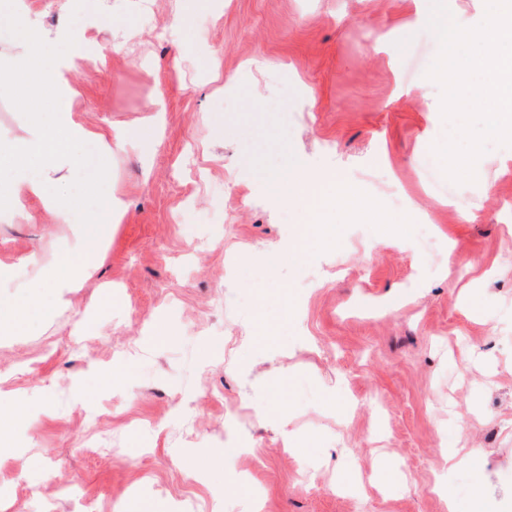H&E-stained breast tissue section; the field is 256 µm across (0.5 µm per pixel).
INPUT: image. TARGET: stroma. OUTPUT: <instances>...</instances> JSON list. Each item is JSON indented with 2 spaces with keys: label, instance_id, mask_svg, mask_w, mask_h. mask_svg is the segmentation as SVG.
<instances>
[{
  "label": "stroma",
  "instance_id": "obj_1",
  "mask_svg": "<svg viewBox=\"0 0 512 512\" xmlns=\"http://www.w3.org/2000/svg\"><path fill=\"white\" fill-rule=\"evenodd\" d=\"M430 5L198 0L180 55L174 0H18L82 53L62 73L86 126L134 131L159 113L163 127L154 145L113 150L122 223L98 200L76 214L97 215L88 231L104 243L83 288L27 335H0V373L29 399L0 452V512H448L442 480L468 512L474 478L449 471L448 448L481 451L484 512H512V146L480 157L481 180L444 175ZM28 112L0 82V137L22 141ZM318 169L344 171L387 217L364 175L388 170L411 224L336 207L308 258L281 257L298 221L287 200ZM69 234L35 200L0 213V264L27 270L0 301L32 295ZM310 267L321 280L300 288ZM104 283L114 307L96 305ZM160 320L170 337L142 345ZM123 354L133 378L103 385ZM258 405L285 411L287 429ZM386 459L402 477L383 488Z\"/></svg>",
  "mask_w": 512,
  "mask_h": 512
}]
</instances>
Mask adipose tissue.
Here are the masks:
<instances>
[{
  "mask_svg": "<svg viewBox=\"0 0 512 512\" xmlns=\"http://www.w3.org/2000/svg\"><path fill=\"white\" fill-rule=\"evenodd\" d=\"M4 37L13 40L17 48L7 78L22 85H35L41 92L42 112L33 118L26 138L14 149L22 160L21 166L0 171V209L15 212L23 201L35 199L68 224L83 198L100 197L109 203V220L121 222L126 209L123 204L112 203L110 180L90 178L78 195L56 190L61 177L76 167L77 149L85 142L94 145L95 167L108 168L112 163V137L90 130L74 119L69 106L74 91L60 87L59 61L48 52L51 37L32 24L18 32L0 27V39ZM339 201L353 202L367 216L375 210L344 172L319 170L303 174L291 198L302 221L293 225L287 237L281 239L278 251L294 259L303 258L307 253L306 244L324 213ZM96 263V243L88 239L84 229H75L71 240L58 245L56 259L43 268L40 286L47 290H75L82 287Z\"/></svg>",
  "mask_w": 512,
  "mask_h": 512,
  "instance_id": "adipose-tissue-1",
  "label": "adipose tissue"
}]
</instances>
